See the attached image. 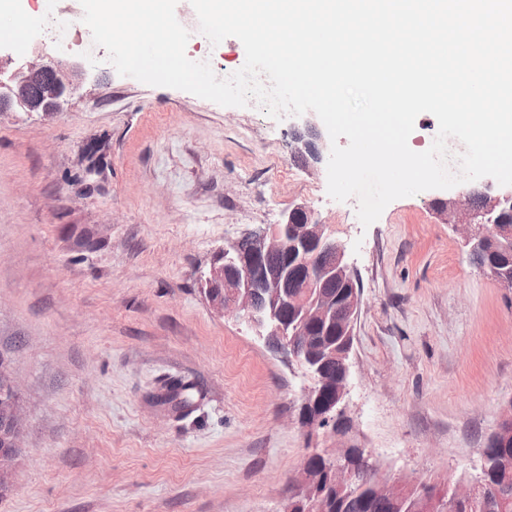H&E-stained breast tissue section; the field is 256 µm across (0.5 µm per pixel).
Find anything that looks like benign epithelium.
I'll use <instances>...</instances> for the list:
<instances>
[{
	"instance_id": "benign-epithelium-1",
	"label": "benign epithelium",
	"mask_w": 512,
	"mask_h": 512,
	"mask_svg": "<svg viewBox=\"0 0 512 512\" xmlns=\"http://www.w3.org/2000/svg\"><path fill=\"white\" fill-rule=\"evenodd\" d=\"M88 71L79 61L61 65L52 57H14L0 49V112L14 106L41 112L46 116L63 110V104L81 86ZM44 101L34 104V99ZM294 154L314 164L327 159L324 136L319 127L308 120L294 126ZM479 191L482 208L473 207L471 195ZM436 209L448 224L461 227L471 248L475 249L498 235L512 242V227L503 226V217L512 215V185L495 193L476 183L469 189L445 199L436 200ZM330 254L325 265L313 263L311 255ZM278 259L276 265L270 264ZM299 277L308 289L306 296H288V279ZM354 272L345 261L344 245L336 240L305 204L294 205L280 224L254 230L224 249L210 265L205 276V293L211 306L224 316L246 322L265 338L275 354L299 365L313 366L314 351L298 348L299 337L306 331L288 333V303L301 306L302 320L311 326L340 323L347 328L350 316L358 312L360 296L347 300L327 290V284L339 282L354 287ZM310 385L305 389L301 408L325 402L324 411L302 419L310 431L335 427L333 407L344 400L347 376L327 379L321 372H306ZM333 399L326 402L324 395ZM24 421L18 385L0 360V494L15 489L12 465L22 453ZM353 446L343 445L329 453L332 464L319 468L302 467L291 480V493L282 503V512L308 502L309 512H327L320 497V481L326 480L343 490L354 480L363 478L361 471L345 463ZM417 483L406 477L392 479L379 473L375 501L391 506L403 500Z\"/></svg>"
}]
</instances>
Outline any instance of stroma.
Segmentation results:
<instances>
[{
    "instance_id": "35a3bbf8",
    "label": "stroma",
    "mask_w": 512,
    "mask_h": 512,
    "mask_svg": "<svg viewBox=\"0 0 512 512\" xmlns=\"http://www.w3.org/2000/svg\"><path fill=\"white\" fill-rule=\"evenodd\" d=\"M92 67L52 117L0 112V358L24 418L0 512H279L310 451L301 371L222 316L203 276L224 246L308 205L361 287L345 411L382 470L473 479L512 400V290L468 259L439 189L363 227L293 156V117ZM221 78L245 50L190 36ZM192 385L184 414L155 402Z\"/></svg>"
}]
</instances>
